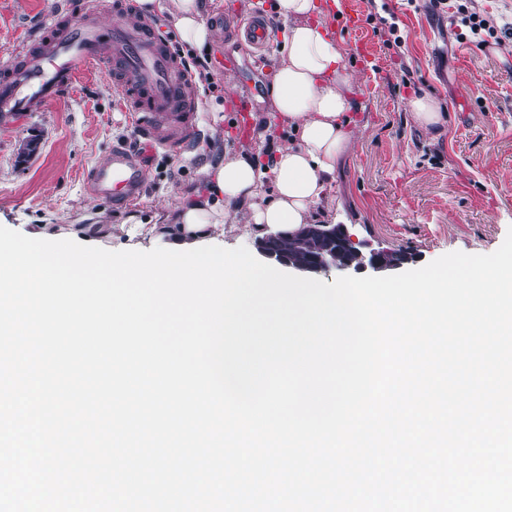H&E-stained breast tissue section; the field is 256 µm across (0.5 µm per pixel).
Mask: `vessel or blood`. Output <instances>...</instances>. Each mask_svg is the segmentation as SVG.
Returning <instances> with one entry per match:
<instances>
[{"instance_id": "b4317fda", "label": "vessel or blood", "mask_w": 512, "mask_h": 512, "mask_svg": "<svg viewBox=\"0 0 512 512\" xmlns=\"http://www.w3.org/2000/svg\"><path fill=\"white\" fill-rule=\"evenodd\" d=\"M132 0H94L72 10L60 0L44 34L0 61V117L18 118L71 88L89 71L111 76L120 104L131 112L147 145L176 154L193 150L200 136L199 106L190 75L152 20L135 15ZM215 25L226 39L247 43L256 64L274 46L266 10L228 11ZM91 191L121 207L139 199L148 183L143 155L113 147L88 175Z\"/></svg>"}]
</instances>
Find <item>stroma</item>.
I'll return each instance as SVG.
<instances>
[{
  "label": "stroma",
  "mask_w": 512,
  "mask_h": 512,
  "mask_svg": "<svg viewBox=\"0 0 512 512\" xmlns=\"http://www.w3.org/2000/svg\"><path fill=\"white\" fill-rule=\"evenodd\" d=\"M363 16L369 56L354 49L340 19H328L347 49L361 124L336 172L332 192L341 198L340 221L372 247L415 254L417 266L453 252L489 254L512 227V0H351ZM52 0H0V55L28 43L47 21ZM476 13L494 18L496 30L478 42L464 21ZM217 64L200 99V146L150 156L141 200L115 207L91 195L92 163L120 143L131 125L110 79L90 72L58 100L0 125V226L32 235L42 224H93L106 215L116 251L164 246L154 227L183 193L202 188L204 166L224 153L267 162L288 136L270 104L273 66L286 54L277 44L271 65L256 68L248 45L212 43ZM253 93L251 130L242 133L232 94ZM440 105L444 132L418 127L406 109L414 95ZM224 108L215 114L214 105ZM38 149L21 159L27 138Z\"/></svg>",
  "instance_id": "stroma-1"
}]
</instances>
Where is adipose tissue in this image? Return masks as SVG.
<instances>
[{
    "label": "adipose tissue",
    "mask_w": 512,
    "mask_h": 512,
    "mask_svg": "<svg viewBox=\"0 0 512 512\" xmlns=\"http://www.w3.org/2000/svg\"><path fill=\"white\" fill-rule=\"evenodd\" d=\"M167 2L181 40L198 49L208 46L212 31L200 17L199 0ZM273 8L285 22L288 52L275 69L270 94L290 140L267 168L229 154L205 167V193L170 208L166 231L175 244L204 240L241 208L250 223L288 230L331 217L332 183L352 148L358 110L346 50L328 29L321 0H275ZM268 177L274 181L269 197L262 191Z\"/></svg>",
    "instance_id": "obj_1"
}]
</instances>
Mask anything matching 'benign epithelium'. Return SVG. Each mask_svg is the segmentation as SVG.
<instances>
[{"mask_svg":"<svg viewBox=\"0 0 512 512\" xmlns=\"http://www.w3.org/2000/svg\"><path fill=\"white\" fill-rule=\"evenodd\" d=\"M298 240L300 242L317 240L318 245L312 247L313 254L306 259L294 260L288 252L279 248L282 240ZM255 248L264 261L291 268L305 274H316L330 268L374 273L396 271L416 261L412 253L394 259L389 249H374L365 242L350 234L344 224H306L296 230H278L270 232L255 241ZM348 250L356 256V262L340 265L337 262L339 251Z\"/></svg>","mask_w":512,"mask_h":512,"instance_id":"benign-epithelium-1","label":"benign epithelium"}]
</instances>
